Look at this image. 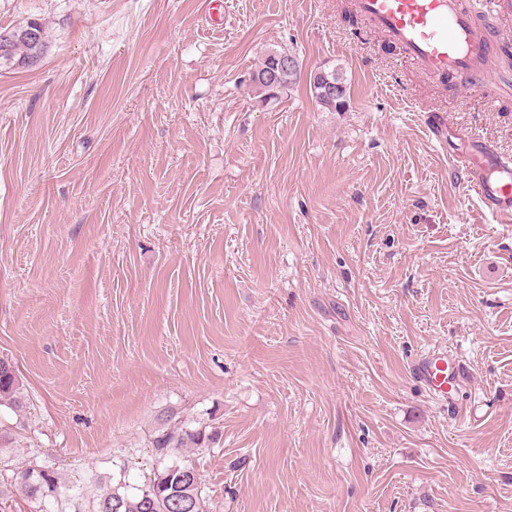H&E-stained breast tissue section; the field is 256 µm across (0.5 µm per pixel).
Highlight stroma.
<instances>
[{"label": "stroma", "mask_w": 512, "mask_h": 512, "mask_svg": "<svg viewBox=\"0 0 512 512\" xmlns=\"http://www.w3.org/2000/svg\"><path fill=\"white\" fill-rule=\"evenodd\" d=\"M0 0L47 49L0 68V482L151 478L161 413L212 412L209 512H512V224L454 169L512 159V71L422 76L352 0ZM287 49L341 70L261 101ZM449 115L440 146L427 111ZM447 353L453 400L415 380ZM324 73L325 75L322 77L323 84L318 83L317 80L313 86L310 84L312 95L316 102L328 112H342L347 108V88L343 78L339 73H336L335 71H324ZM329 82H334L341 85V91L336 96L331 95L330 93H327L326 95L323 94V91L325 90L324 86ZM14 411L24 407L23 383L14 363L8 357H0V407Z\"/></svg>", "instance_id": "stroma-1"}]
</instances>
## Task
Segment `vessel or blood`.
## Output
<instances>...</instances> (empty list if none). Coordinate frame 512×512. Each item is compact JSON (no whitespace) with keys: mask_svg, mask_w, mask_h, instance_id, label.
Here are the masks:
<instances>
[{"mask_svg":"<svg viewBox=\"0 0 512 512\" xmlns=\"http://www.w3.org/2000/svg\"><path fill=\"white\" fill-rule=\"evenodd\" d=\"M368 23L398 43L421 74L459 80L465 92H483L485 62L493 45L461 0H353ZM465 190L475 192L496 223H512V162L487 145L472 148L457 171ZM412 372L434 395L445 397L465 378L462 365L445 355L418 358Z\"/></svg>","mask_w":512,"mask_h":512,"instance_id":"obj_1","label":"vessel or blood"}]
</instances>
